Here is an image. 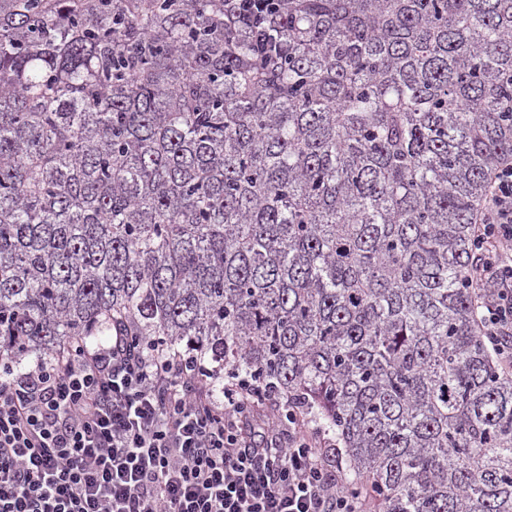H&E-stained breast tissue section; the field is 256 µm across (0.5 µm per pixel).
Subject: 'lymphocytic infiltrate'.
Masks as SVG:
<instances>
[{"label":"lymphocytic infiltrate","instance_id":"obj_1","mask_svg":"<svg viewBox=\"0 0 512 512\" xmlns=\"http://www.w3.org/2000/svg\"><path fill=\"white\" fill-rule=\"evenodd\" d=\"M474 313L512 367V162L475 220ZM153 341L115 336L33 364L0 362V512H363L327 430Z\"/></svg>","mask_w":512,"mask_h":512}]
</instances>
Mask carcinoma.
Here are the masks:
<instances>
[{
	"label": "carcinoma",
	"instance_id": "carcinoma-1",
	"mask_svg": "<svg viewBox=\"0 0 512 512\" xmlns=\"http://www.w3.org/2000/svg\"><path fill=\"white\" fill-rule=\"evenodd\" d=\"M508 159L512 0H0V358L122 329L313 415L376 512H512ZM477 249L474 313L495 355L512 368V160L498 166L486 188V202L474 222Z\"/></svg>",
	"mask_w": 512,
	"mask_h": 512
}]
</instances>
